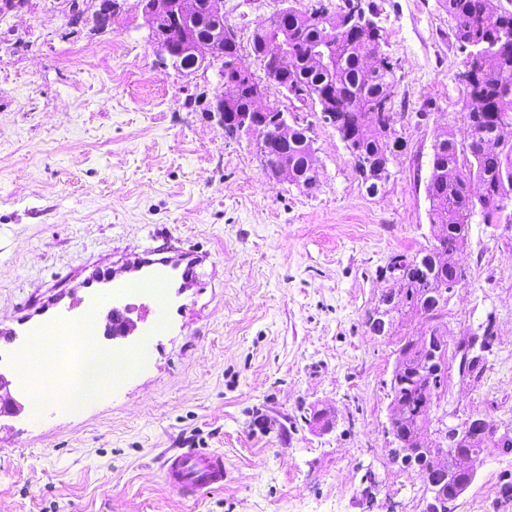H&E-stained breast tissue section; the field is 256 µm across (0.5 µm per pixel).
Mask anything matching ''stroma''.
Here are the masks:
<instances>
[{"instance_id":"35a3bbf8","label":"stroma","mask_w":512,"mask_h":512,"mask_svg":"<svg viewBox=\"0 0 512 512\" xmlns=\"http://www.w3.org/2000/svg\"><path fill=\"white\" fill-rule=\"evenodd\" d=\"M363 3L397 79L400 143L374 195L318 108L273 88L320 168L311 191L274 180L209 119L214 85L156 65L136 0L104 30L70 26L66 0L0 21V327L46 318L85 266L176 242L207 256L145 368L34 425L0 409V512H423V477L393 461L386 428L399 341L430 324L407 311L381 338L363 320L380 267L435 241L426 183L441 130L467 132L464 55L439 0ZM280 6L224 0L254 74L251 32ZM453 259L466 278L439 320L433 413L512 428V226L473 218ZM489 321L483 373H460L459 346ZM189 448L223 453L222 486L168 485L165 458ZM510 477L512 454L484 457L455 512H512Z\"/></svg>"}]
</instances>
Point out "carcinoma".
Returning a JSON list of instances; mask_svg holds the SVG:
<instances>
[{
  "instance_id": "carcinoma-1",
  "label": "carcinoma",
  "mask_w": 512,
  "mask_h": 512,
  "mask_svg": "<svg viewBox=\"0 0 512 512\" xmlns=\"http://www.w3.org/2000/svg\"><path fill=\"white\" fill-rule=\"evenodd\" d=\"M443 8L454 20V37L460 49L472 45L491 46L512 37V11L490 8L488 0H442ZM343 10L322 11L315 16L292 7L288 12V61L281 65L283 81L294 85L317 100H332L340 126L352 132L351 156L378 158L388 149L399 147L389 135L394 93V70L384 64L364 68L371 51L380 44L369 43L365 33L339 39L332 32L342 25ZM224 94L236 98L244 112L250 104V86L245 79L228 74ZM467 94L476 104L468 112L475 139L465 144L453 132L445 130L436 139L427 183L430 222L440 234V248L415 253L420 263L403 267L400 276V309L431 312L439 316L448 304V285L463 280L462 271L448 267V255L467 242L469 225L475 214L484 224L512 223V214L503 216L512 201V51H498L482 56L475 69ZM281 158L288 163L292 182L306 189L316 186L310 175L314 163L309 138L300 131L288 138ZM399 352L412 362L391 380L393 396L402 400L405 412L397 430L407 443L424 431L430 420V402L443 374H422L417 364L430 357L421 336H412ZM498 449L512 452V437H488L465 447L474 456L490 455ZM427 453L444 463L452 483L465 482L457 471V456L448 442L439 439L426 448Z\"/></svg>"
}]
</instances>
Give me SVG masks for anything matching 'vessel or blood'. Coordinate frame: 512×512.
Returning <instances> with one entry per match:
<instances>
[{
  "mask_svg": "<svg viewBox=\"0 0 512 512\" xmlns=\"http://www.w3.org/2000/svg\"><path fill=\"white\" fill-rule=\"evenodd\" d=\"M201 256L172 246L148 248L141 255L123 260L112 271L85 277L81 295L63 309L43 320L30 323L22 332L0 331V366L15 368L24 364L36 341L44 336H68L64 360L67 367L85 358V347L78 330L86 320L97 325L98 335L110 328L128 325V337L115 338L119 357H132L150 337L162 332L182 304L171 295L165 312H158L157 291L173 285L175 275L195 276ZM20 392L32 399L30 422H37L45 411L64 409L67 378L63 373L45 374L35 369L16 381ZM168 484L176 489H204L224 482V456L216 451L191 450L167 457L164 461Z\"/></svg>",
  "mask_w": 512,
  "mask_h": 512,
  "instance_id": "obj_1",
  "label": "vessel or blood"
}]
</instances>
